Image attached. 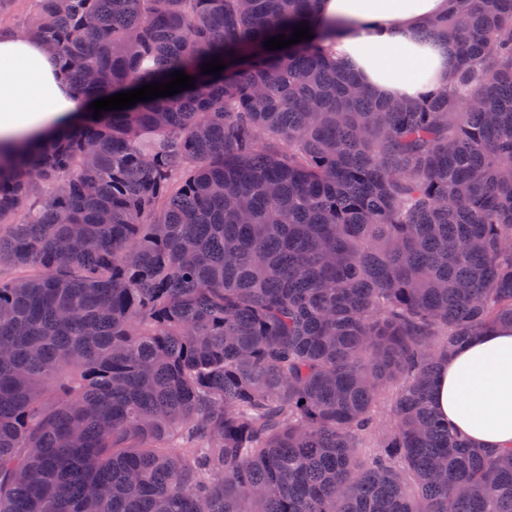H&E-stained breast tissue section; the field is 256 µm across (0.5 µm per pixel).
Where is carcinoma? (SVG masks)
Returning a JSON list of instances; mask_svg holds the SVG:
<instances>
[{
	"label": "carcinoma",
	"mask_w": 512,
	"mask_h": 512,
	"mask_svg": "<svg viewBox=\"0 0 512 512\" xmlns=\"http://www.w3.org/2000/svg\"><path fill=\"white\" fill-rule=\"evenodd\" d=\"M315 2L16 28L92 102L195 80L0 154V512H512V447L431 405L512 326V0L427 24L457 66L419 101L337 67Z\"/></svg>",
	"instance_id": "carcinoma-1"
}]
</instances>
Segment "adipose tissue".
<instances>
[{"label":"adipose tissue","mask_w":512,"mask_h":512,"mask_svg":"<svg viewBox=\"0 0 512 512\" xmlns=\"http://www.w3.org/2000/svg\"><path fill=\"white\" fill-rule=\"evenodd\" d=\"M448 0H318L320 19L336 21L327 42L337 64L391 99L417 100L446 88L456 66L451 46L424 28ZM90 103L73 88L41 42L0 34V148L73 122ZM437 412L477 448L512 446V328L496 327L461 344L443 362L432 392Z\"/></svg>","instance_id":"obj_1"}]
</instances>
